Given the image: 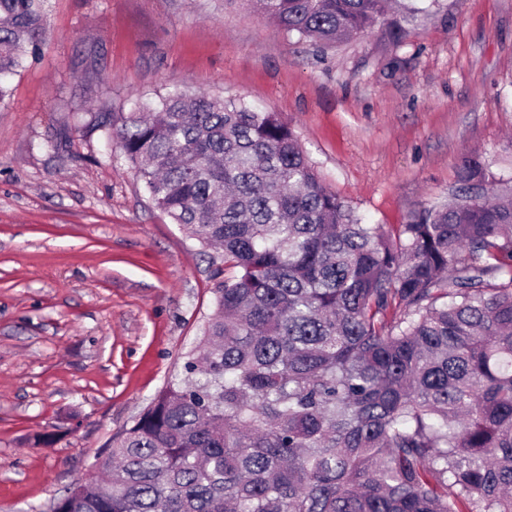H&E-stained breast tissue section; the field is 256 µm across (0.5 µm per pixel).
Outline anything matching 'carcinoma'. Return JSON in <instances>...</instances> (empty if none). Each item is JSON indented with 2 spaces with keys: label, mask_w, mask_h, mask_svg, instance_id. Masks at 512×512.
Masks as SVG:
<instances>
[{
  "label": "carcinoma",
  "mask_w": 512,
  "mask_h": 512,
  "mask_svg": "<svg viewBox=\"0 0 512 512\" xmlns=\"http://www.w3.org/2000/svg\"><path fill=\"white\" fill-rule=\"evenodd\" d=\"M250 3L321 47L378 22L399 45L414 11ZM47 8L0 0V101ZM101 126L222 265L186 378L56 512H512L511 185L465 157L450 200L364 224L276 112L175 89Z\"/></svg>",
  "instance_id": "1"
}]
</instances>
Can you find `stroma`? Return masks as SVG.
<instances>
[{
    "mask_svg": "<svg viewBox=\"0 0 512 512\" xmlns=\"http://www.w3.org/2000/svg\"><path fill=\"white\" fill-rule=\"evenodd\" d=\"M318 49L246 0H50L0 101V512H47L181 375L219 261L149 199L94 112L172 87L281 113L368 223L446 199L479 153L512 178V0H412Z\"/></svg>",
    "mask_w": 512,
    "mask_h": 512,
    "instance_id": "35a3bbf8",
    "label": "stroma"
}]
</instances>
